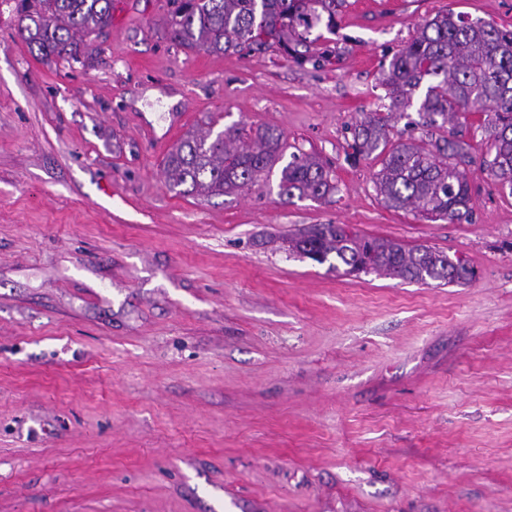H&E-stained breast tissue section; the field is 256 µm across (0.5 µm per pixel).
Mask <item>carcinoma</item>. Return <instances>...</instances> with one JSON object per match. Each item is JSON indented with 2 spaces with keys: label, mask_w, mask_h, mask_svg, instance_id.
<instances>
[{
  "label": "carcinoma",
  "mask_w": 512,
  "mask_h": 512,
  "mask_svg": "<svg viewBox=\"0 0 512 512\" xmlns=\"http://www.w3.org/2000/svg\"><path fill=\"white\" fill-rule=\"evenodd\" d=\"M341 0H167L165 34L175 45L229 51L286 52L308 47L313 31L336 30ZM112 0H16L18 30L43 60L81 61L90 43L112 24ZM387 115L376 110L354 128L353 156L383 155L375 187L385 206L411 210L450 224L468 221L471 145L442 138L433 149L415 142L390 144V116L416 104L429 126L444 127L459 115L481 117L494 156L491 175L512 191V31L452 11L426 21L390 63L382 80ZM283 136L264 128L247 141L229 128L216 136L190 134L165 160L169 187L183 195L233 194L251 187L283 154ZM336 190L331 170L316 159L294 157L281 169L279 194L321 200ZM292 248L323 262L331 254L352 272H377L409 282L472 279L468 260L425 246L360 237L343 224H319Z\"/></svg>",
  "instance_id": "carcinoma-1"
}]
</instances>
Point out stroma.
<instances>
[{
    "label": "stroma",
    "mask_w": 512,
    "mask_h": 512,
    "mask_svg": "<svg viewBox=\"0 0 512 512\" xmlns=\"http://www.w3.org/2000/svg\"><path fill=\"white\" fill-rule=\"evenodd\" d=\"M398 2L344 0L324 66L180 48L165 0H114L93 59L46 63L0 0V512H512V193L479 117L456 128L462 224L387 208L380 156L349 155L424 20L512 30V0ZM231 126L277 129L336 192L285 202L276 170L230 196L171 190L179 140ZM314 224L475 276L288 253Z\"/></svg>",
    "instance_id": "35a3bbf8"
}]
</instances>
